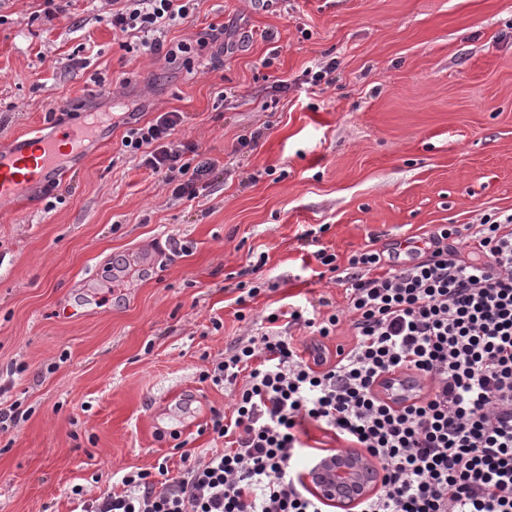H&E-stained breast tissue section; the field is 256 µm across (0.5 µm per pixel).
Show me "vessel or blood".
Masks as SVG:
<instances>
[{
  "instance_id": "1",
  "label": "vessel or blood",
  "mask_w": 512,
  "mask_h": 512,
  "mask_svg": "<svg viewBox=\"0 0 512 512\" xmlns=\"http://www.w3.org/2000/svg\"><path fill=\"white\" fill-rule=\"evenodd\" d=\"M91 130L83 123L62 125L50 136L23 140L14 150L0 153V206L18 204L32 188L63 178L64 151H79Z\"/></svg>"
}]
</instances>
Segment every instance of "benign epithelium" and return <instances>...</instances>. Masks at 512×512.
<instances>
[{"instance_id":"1","label":"benign epithelium","mask_w":512,"mask_h":512,"mask_svg":"<svg viewBox=\"0 0 512 512\" xmlns=\"http://www.w3.org/2000/svg\"><path fill=\"white\" fill-rule=\"evenodd\" d=\"M380 479L379 467L372 458L351 448L323 463L319 473L321 491L317 495L331 497L349 510L371 496Z\"/></svg>"}]
</instances>
